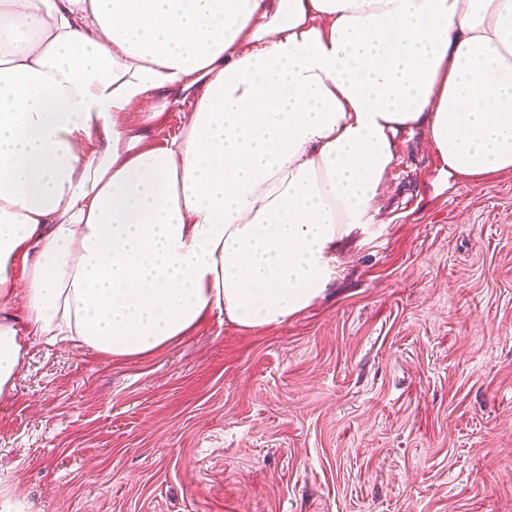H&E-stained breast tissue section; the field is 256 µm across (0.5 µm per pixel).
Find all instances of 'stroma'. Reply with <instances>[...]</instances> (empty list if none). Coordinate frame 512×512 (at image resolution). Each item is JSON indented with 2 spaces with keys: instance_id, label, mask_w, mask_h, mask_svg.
I'll return each instance as SVG.
<instances>
[{
  "instance_id": "obj_1",
  "label": "stroma",
  "mask_w": 512,
  "mask_h": 512,
  "mask_svg": "<svg viewBox=\"0 0 512 512\" xmlns=\"http://www.w3.org/2000/svg\"><path fill=\"white\" fill-rule=\"evenodd\" d=\"M144 146L180 135L190 103ZM367 234L287 322L135 359L30 342L0 512H512V171L436 192L403 132Z\"/></svg>"
}]
</instances>
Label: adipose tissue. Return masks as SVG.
Here are the masks:
<instances>
[{
	"label": "adipose tissue",
	"mask_w": 512,
	"mask_h": 512,
	"mask_svg": "<svg viewBox=\"0 0 512 512\" xmlns=\"http://www.w3.org/2000/svg\"><path fill=\"white\" fill-rule=\"evenodd\" d=\"M162 90L193 110L150 148ZM415 129L441 182L512 170V0H0V396L33 340L287 322ZM161 94H154L134 104L130 112H126V121L135 131L144 136V146H157L171 137L180 135L188 120L191 110L190 102L178 103L164 110L162 116L149 129L142 128V119L146 112H154L161 100Z\"/></svg>",
	"instance_id": "adipose-tissue-1"
}]
</instances>
